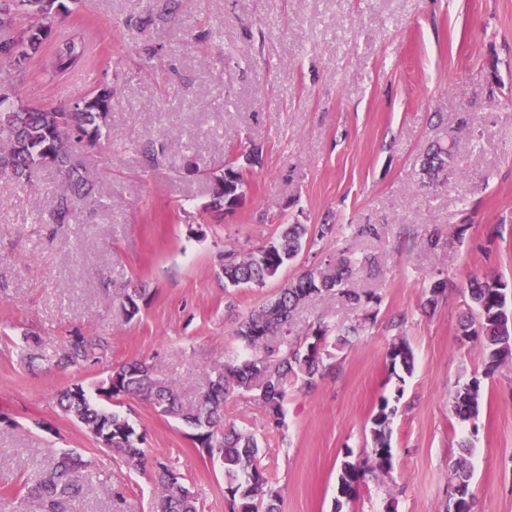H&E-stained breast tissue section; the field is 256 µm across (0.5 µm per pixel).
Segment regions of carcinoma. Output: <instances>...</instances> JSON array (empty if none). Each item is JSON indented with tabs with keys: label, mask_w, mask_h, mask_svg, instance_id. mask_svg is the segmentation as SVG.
<instances>
[{
	"label": "carcinoma",
	"mask_w": 512,
	"mask_h": 512,
	"mask_svg": "<svg viewBox=\"0 0 512 512\" xmlns=\"http://www.w3.org/2000/svg\"><path fill=\"white\" fill-rule=\"evenodd\" d=\"M23 7L14 14V24L27 38L16 42L10 28L0 24V178L32 186L44 169L53 170L57 192L50 210L52 224H69L81 202L93 198V184L86 168L76 157V150L94 146L107 127L112 110V82L104 81L87 93L58 107L25 103L16 95V87L26 72V65L37 57L42 70L55 78L84 62L87 45L84 36L75 33L53 42L49 51L44 45L51 34V19L70 14L63 0H21ZM456 136L438 144L425 154L422 174L428 178L456 168ZM306 224H284L277 237L245 254H224V286L244 288L263 286L279 271L294 262L307 241ZM360 271L357 261L340 257L336 263L314 266L278 290L275 298L253 310L236 328L235 337L251 354L224 363V372L208 378L194 404L183 406L176 387L156 381L154 368L144 361L112 369L93 384L88 395L81 384H74L57 394V404L68 416L83 425L97 444L109 439L112 450L121 454L132 468L145 466V452L137 434L116 407L121 399L138 395L164 416H174L191 424L198 433L195 443L209 457L221 460L225 491L230 496L232 512H279L281 495L269 485L259 463L258 439L236 428L224 427V401L233 394H250L258 400L268 418L280 423L284 411L285 387L296 379L312 386L321 375L325 358L330 356L327 337L330 329L317 325L297 339H290V320L295 310L313 296H339L359 305L372 296L349 287ZM471 309L461 324V335L480 341L488 359V369L512 361V338L503 335L500 308L506 304L508 283L498 277L470 278L466 284ZM141 292L134 288L122 297V308L129 319L140 313ZM110 347L104 336H75L52 358L37 352L26 353L29 365L48 359L61 366H78ZM391 373L408 375L414 369V353L399 340L389 353ZM483 404L481 381L473 377L457 384L452 408L458 420L465 422L478 416ZM395 407L387 398L380 399L371 418L372 447L368 458L345 453L337 478L335 512L356 496L366 476L374 471L387 474L392 467L391 423ZM158 469L157 512H196V498L184 482L182 473L156 462ZM93 477L91 463L61 453L37 482L27 488L26 496L37 500L45 512H75L81 497V485L75 473ZM451 492L446 512H470L473 505L472 473L466 459L458 458L452 466Z\"/></svg>",
	"instance_id": "1"
}]
</instances>
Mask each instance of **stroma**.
Masks as SVG:
<instances>
[{
	"mask_svg": "<svg viewBox=\"0 0 512 512\" xmlns=\"http://www.w3.org/2000/svg\"><path fill=\"white\" fill-rule=\"evenodd\" d=\"M132 17L145 30L129 27ZM78 27L89 32L96 78L112 81L108 136L78 150L97 204L72 223L44 224L53 173L31 188L0 179V512H40L22 490L62 448L97 472L79 512H107L118 492L124 512H153L159 461L184 475L198 512H230L222 467L181 420L124 398L147 454L133 470L54 396L144 360L192 403L240 352L234 332L250 311L342 255L375 259L378 274L351 282L371 302L309 298L291 333L320 323L359 333L333 349L313 388L289 386L281 423L250 396L224 406L225 424L258 438L280 512H334L340 461L369 452L383 397L397 408L392 468L367 477L346 512H445L450 463L462 456L474 512H512V363L486 374L478 341L459 333L469 278L512 284V0H178L164 19L155 0H79L51 35ZM89 89L81 70L49 80L34 62L17 93L59 106ZM464 116L468 128L457 131ZM452 132L456 170L424 183V150ZM152 140L166 147L154 172L141 153ZM253 146L261 155L244 200L214 207L207 173ZM295 223L333 231L309 237L264 286L225 287L222 253ZM461 225V241L428 246ZM440 278L454 286L431 310ZM132 288L145 295L130 320L121 297ZM75 335L111 337L112 348L82 366L28 367L25 352L61 350ZM401 339L416 359L402 382L387 358ZM475 376L483 405L463 425L450 399Z\"/></svg>",
	"mask_w": 512,
	"mask_h": 512,
	"instance_id": "1",
	"label": "stroma"
}]
</instances>
